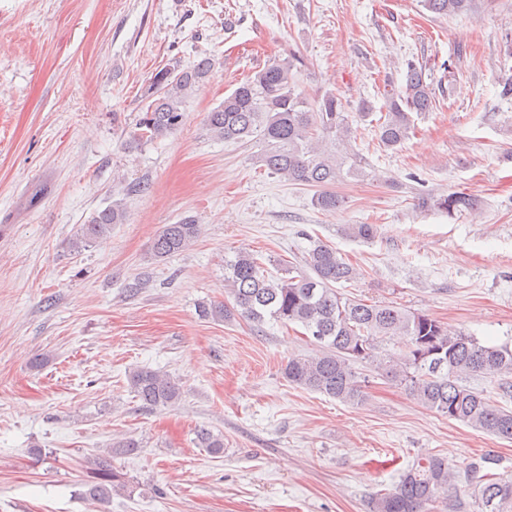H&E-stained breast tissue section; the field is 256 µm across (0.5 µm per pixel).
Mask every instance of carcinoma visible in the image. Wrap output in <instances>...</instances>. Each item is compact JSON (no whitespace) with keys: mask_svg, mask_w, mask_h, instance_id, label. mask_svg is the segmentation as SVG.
<instances>
[{"mask_svg":"<svg viewBox=\"0 0 512 512\" xmlns=\"http://www.w3.org/2000/svg\"><path fill=\"white\" fill-rule=\"evenodd\" d=\"M438 16H460L472 11L474 0H420ZM212 68L205 57L188 69L158 71L148 93L137 136L154 141L175 130L182 119L184 99L205 81ZM435 99L422 68L406 62V82L398 95L386 100L378 137L386 149H395L409 139L414 129L411 113L430 112ZM211 133L226 141L247 143L255 137L263 149L258 163L269 173L290 182L318 188L314 205L322 211L341 207L344 198L332 190L343 178L347 158L322 151L320 140L330 134L348 132L347 117L339 98L328 93L309 102L298 91L292 64L272 62L258 68L207 115ZM421 209H435L452 217L478 210L480 201L465 192L440 197L421 195ZM123 203L114 201L79 225L68 240L69 248L80 251L102 242L112 234V225L123 224ZM201 234L192 217L164 225L151 245V255L166 259L185 251ZM347 234L371 241L374 224H350ZM358 270L335 247L321 240L306 252L303 268L288 267L286 276L270 279L255 254L239 250L224 266V283L231 302L198 306L204 320L246 321L260 328L274 321L297 324L313 338L319 354L294 357L284 367L288 382L346 404L365 401L364 385L355 364L369 363L386 377L404 386L421 406L471 428L512 440V411L484 394L462 384L473 374L512 373V345H483L464 332L453 334L448 327L424 312H412L391 303H368L345 298L335 285L349 283ZM397 339L403 353L395 358L378 351L381 338ZM131 392L145 407H167L181 400L179 383L170 375L150 368L128 374ZM200 447L213 455L224 453V437L207 429L197 432ZM95 480L85 484L82 497L99 504L114 490L125 487L121 476L109 471L108 462H90ZM468 477L477 487L481 512H512V480L481 473V466L468 467ZM458 472L436 455L422 457L405 471L399 482L371 498V512H426V507L455 488Z\"/></svg>","mask_w":512,"mask_h":512,"instance_id":"carcinoma-1","label":"carcinoma"}]
</instances>
